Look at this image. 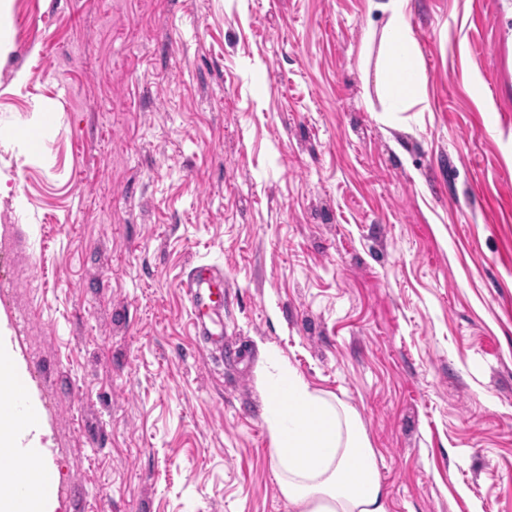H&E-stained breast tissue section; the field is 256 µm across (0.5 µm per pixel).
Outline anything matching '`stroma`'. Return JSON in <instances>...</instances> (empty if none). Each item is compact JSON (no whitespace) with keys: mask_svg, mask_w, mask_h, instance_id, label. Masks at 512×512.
<instances>
[{"mask_svg":"<svg viewBox=\"0 0 512 512\" xmlns=\"http://www.w3.org/2000/svg\"><path fill=\"white\" fill-rule=\"evenodd\" d=\"M405 15L392 112L370 0H12L0 322L54 512H290L264 345L357 413L388 512H512V0ZM407 0H387L377 6L390 13L385 31L388 58L393 64L386 70L385 78L392 86L390 110L398 112L406 100L419 95L423 73L418 67L416 43L405 19ZM204 285L207 288H203ZM185 294L193 309V325L199 336L214 342L209 336H217L208 326L213 316L224 309V273L209 266L192 269L183 282Z\"/></svg>","mask_w":512,"mask_h":512,"instance_id":"1","label":"stroma"}]
</instances>
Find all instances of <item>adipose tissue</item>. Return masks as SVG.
I'll return each mask as SVG.
<instances>
[{
  "label": "adipose tissue",
  "instance_id": "obj_1",
  "mask_svg": "<svg viewBox=\"0 0 512 512\" xmlns=\"http://www.w3.org/2000/svg\"><path fill=\"white\" fill-rule=\"evenodd\" d=\"M407 0H384L391 61L385 78L393 89L391 111L418 96L423 73L405 19ZM21 376L8 341L0 339V445L28 457L38 450L37 419L5 402ZM265 419L273 435L272 462L280 490L294 512H387L376 453L352 411L309 390L291 368L281 367L268 386ZM52 477L31 466L0 465V512H48Z\"/></svg>",
  "mask_w": 512,
  "mask_h": 512
}]
</instances>
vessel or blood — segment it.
<instances>
[{
  "label": "vessel or blood",
  "instance_id": "vessel-or-blood-1",
  "mask_svg": "<svg viewBox=\"0 0 512 512\" xmlns=\"http://www.w3.org/2000/svg\"><path fill=\"white\" fill-rule=\"evenodd\" d=\"M185 294L193 309V325L198 335L208 337L214 315L224 308V273L209 266L192 269L183 282Z\"/></svg>",
  "mask_w": 512,
  "mask_h": 512
}]
</instances>
